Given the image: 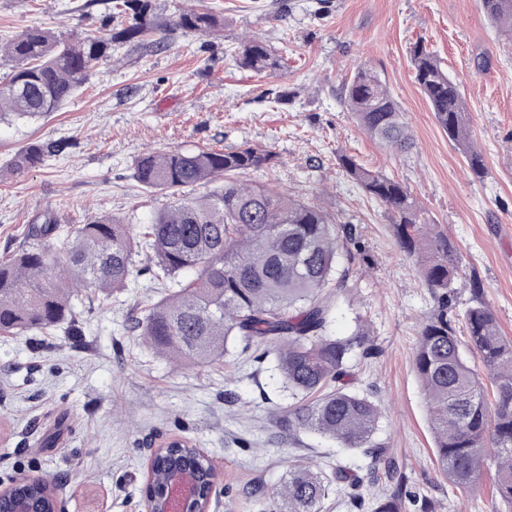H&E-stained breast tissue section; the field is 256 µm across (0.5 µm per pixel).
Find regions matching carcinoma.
<instances>
[{
  "instance_id": "cac0c4a2",
  "label": "carcinoma",
  "mask_w": 512,
  "mask_h": 512,
  "mask_svg": "<svg viewBox=\"0 0 512 512\" xmlns=\"http://www.w3.org/2000/svg\"><path fill=\"white\" fill-rule=\"evenodd\" d=\"M484 15L512 33V0H479ZM113 8L131 16L109 37L68 39L29 28L0 44V58L13 63L0 83V121L38 119L54 112L84 85L96 63L112 58V44L140 43L156 29L154 0H115ZM220 25L209 12L186 10L168 26L200 35ZM237 65L255 73L281 67V56L257 39L233 51ZM415 80L448 140L466 155L480 177L485 164L469 131L466 102L457 83L436 56L419 43L413 49ZM341 100L358 126L372 138L403 152L411 135L398 104L373 67H359L342 84ZM63 150L60 143H33L19 154V169L44 162ZM275 155L244 146L234 151L144 153L135 166L139 185L173 200L157 211L141 240L111 216L85 224L62 225L53 212L28 228L31 244L0 261V333L50 331L74 322L72 301L83 294L109 295L127 286L140 247L152 253L153 278L171 289L130 329L157 353L204 363L224 356L238 338L273 356L288 406V433L315 431L340 448L361 449L371 471L384 468L393 482L388 493L364 502V478L336 463L331 474L289 463L288 478L273 493V512H323L342 486L370 512H401L411 492L384 443L376 440L381 408L348 389L349 360L355 352L373 354L370 329L357 324L349 336L329 334L334 300L352 288V264L364 255L356 230L337 224L322 207L240 180L270 166ZM342 171L391 213L399 247L415 257L433 299L417 334L413 365L419 378L440 475L466 494L490 479L500 500L512 507V340L503 336L495 314L480 301L481 283L462 274V259L435 224L422 221L409 188L353 157H336ZM215 179L223 185L206 196L194 187ZM348 256L339 270V250ZM186 270L190 280L180 279ZM470 289L474 305L463 316L466 340L448 316L458 288ZM481 359L494 385L488 401L467 353ZM193 473L209 496L217 470L213 460L189 440L176 442L151 460L148 496L157 497L174 465ZM42 481L21 475L16 492L40 510Z\"/></svg>"
}]
</instances>
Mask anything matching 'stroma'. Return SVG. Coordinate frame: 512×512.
<instances>
[{"label":"stroma","instance_id":"obj_1","mask_svg":"<svg viewBox=\"0 0 512 512\" xmlns=\"http://www.w3.org/2000/svg\"><path fill=\"white\" fill-rule=\"evenodd\" d=\"M152 44L128 45L93 68L61 108L0 123V259L25 242L34 220L62 223L109 215L131 233L168 196L134 179L146 152L276 153L248 182L320 204L353 225L369 258L353 301H339L331 329L348 335L355 314L370 323L376 357L351 363V387L382 408L377 438L409 486L434 512H512L491 482L459 494L437 472L433 437L413 367L419 325L433 305L418 264L398 246L393 220L337 166L336 155L406 184L423 221L439 225L481 283V299L512 338V36L478 0H155ZM215 13L224 26L198 36L166 30L184 9ZM104 0H0V40L30 27L96 38L125 26ZM256 38L283 58L258 75L230 50ZM455 79L486 174L475 177L414 81L415 43ZM375 67L398 103L412 146L395 153L357 126L340 88L358 66ZM286 101H278L280 93ZM64 142L62 154L16 170L30 143ZM144 257L128 288L76 304L69 325L0 333V484L20 475L58 485L60 512H145L151 446L185 438L220 474L209 512H268L289 462H342L367 475L368 458L313 433L289 435L288 398L272 358L237 341L219 361L196 365L155 353L128 332L161 296Z\"/></svg>","mask_w":512,"mask_h":512}]
</instances>
